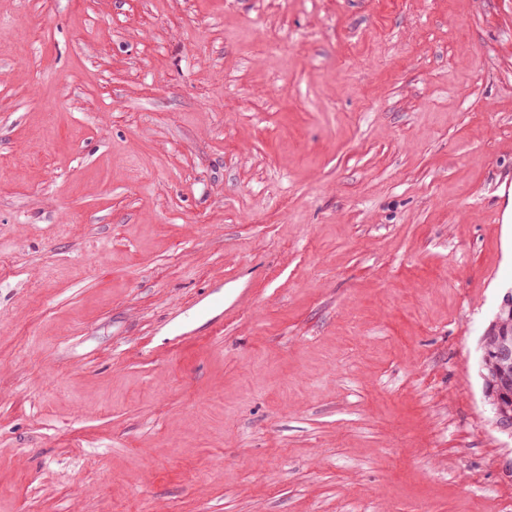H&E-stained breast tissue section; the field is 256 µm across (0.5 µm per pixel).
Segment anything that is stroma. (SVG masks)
I'll use <instances>...</instances> for the list:
<instances>
[{
	"label": "stroma",
	"mask_w": 512,
	"mask_h": 512,
	"mask_svg": "<svg viewBox=\"0 0 512 512\" xmlns=\"http://www.w3.org/2000/svg\"><path fill=\"white\" fill-rule=\"evenodd\" d=\"M512 0H0V512H512ZM508 309V328L498 322V330L491 333L492 345L486 359L503 384H511L512 376V290L506 292L498 306L499 315Z\"/></svg>",
	"instance_id": "1"
}]
</instances>
